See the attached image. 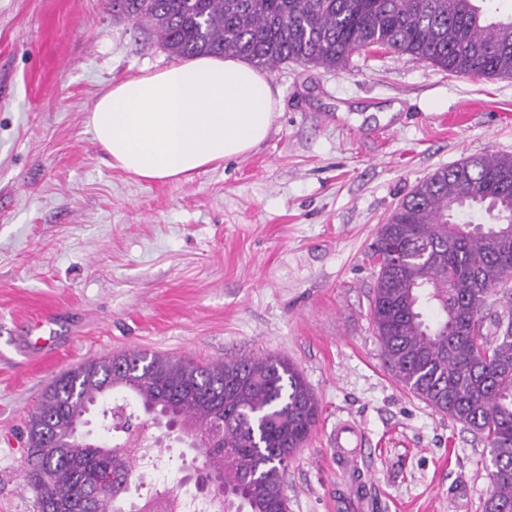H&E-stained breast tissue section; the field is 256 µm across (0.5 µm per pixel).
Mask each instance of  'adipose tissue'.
<instances>
[{"label": "adipose tissue", "instance_id": "obj_1", "mask_svg": "<svg viewBox=\"0 0 512 512\" xmlns=\"http://www.w3.org/2000/svg\"><path fill=\"white\" fill-rule=\"evenodd\" d=\"M279 110V94L259 67L197 56L114 83L89 123L113 167L153 182L246 155L267 138Z\"/></svg>", "mask_w": 512, "mask_h": 512}]
</instances>
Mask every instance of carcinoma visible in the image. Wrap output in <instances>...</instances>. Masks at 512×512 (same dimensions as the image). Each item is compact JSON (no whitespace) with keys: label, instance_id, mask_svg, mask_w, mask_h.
Returning <instances> with one entry per match:
<instances>
[{"label":"carcinoma","instance_id":"carcinoma-1","mask_svg":"<svg viewBox=\"0 0 512 512\" xmlns=\"http://www.w3.org/2000/svg\"><path fill=\"white\" fill-rule=\"evenodd\" d=\"M499 0H112L150 24L179 60L232 56L274 70L290 61L345 70L360 50L384 49L454 74L512 78V13ZM484 209L512 221V156L462 159L418 182L382 225L370 316L395 380L489 448L482 512H512V294L487 312L488 294L512 272V238L476 221ZM126 392L157 420L188 435L223 422L216 449H199L222 479L216 512H288L284 472L320 406L299 370L279 356L197 362L133 351L61 373L30 411L26 477L39 512H125L117 481L96 493L105 469L135 476L121 404L112 447L88 442L75 422L108 393Z\"/></svg>","mask_w":512,"mask_h":512}]
</instances>
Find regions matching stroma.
Here are the masks:
<instances>
[{
	"label": "stroma",
	"mask_w": 512,
	"mask_h": 512,
	"mask_svg": "<svg viewBox=\"0 0 512 512\" xmlns=\"http://www.w3.org/2000/svg\"><path fill=\"white\" fill-rule=\"evenodd\" d=\"M0 0V512H38L24 421L81 362L148 350L199 361L277 355L321 407L285 473L288 512H482L488 450L401 386L369 308L373 245L437 169L512 155V78L451 74L390 51L345 71H267L281 112L251 152L191 179L114 168L88 124L96 99L173 66L111 0ZM370 440L340 466L337 418ZM153 482L203 458L153 427Z\"/></svg>",
	"instance_id": "35a3bbf8"
}]
</instances>
